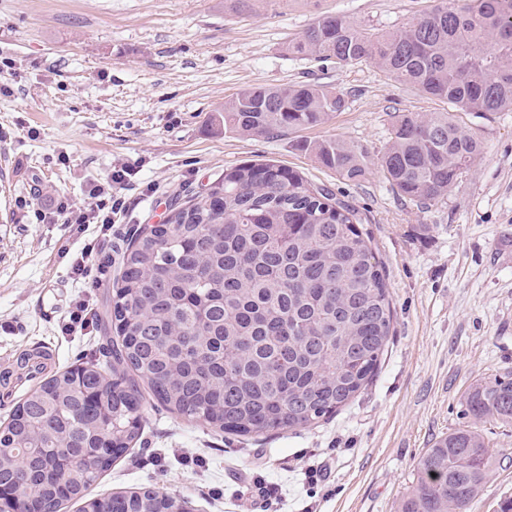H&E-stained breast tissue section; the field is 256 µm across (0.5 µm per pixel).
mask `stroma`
<instances>
[{"label": "stroma", "instance_id": "1", "mask_svg": "<svg viewBox=\"0 0 512 512\" xmlns=\"http://www.w3.org/2000/svg\"><path fill=\"white\" fill-rule=\"evenodd\" d=\"M440 0H258L248 15L224 0H0V55L13 63L0 95V356L56 351L60 366L93 347L88 326L69 334L76 298L102 311L119 266L74 280L65 250L83 241L66 224H40L20 200L77 205L114 165L135 173L129 207L106 251L118 255L144 227L225 168L272 159L348 202L382 261L393 335L371 384L336 415L306 428L251 438L144 404L143 434L101 478L109 494L149 487L193 512H265L254 483L282 488L276 512H399L416 464L460 427L461 401L478 379L512 370V112L481 115L395 82L370 62L339 67L285 45L321 14L380 32ZM318 82L347 100L324 125L274 139L218 130L214 117L241 89ZM455 112L484 150L447 197L429 207L398 195L380 158L391 115ZM361 146L368 173L342 180L295 147L297 138ZM66 163H59V156ZM58 304L40 315L43 296ZM319 466L315 491L301 472Z\"/></svg>", "mask_w": 512, "mask_h": 512}]
</instances>
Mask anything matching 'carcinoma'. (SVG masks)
<instances>
[{
	"mask_svg": "<svg viewBox=\"0 0 512 512\" xmlns=\"http://www.w3.org/2000/svg\"><path fill=\"white\" fill-rule=\"evenodd\" d=\"M288 52L321 63L371 61L461 110L512 111V0H462L389 32L318 16ZM346 107L324 84L252 86L224 103V132L266 139L325 124ZM297 148L345 181L367 153L339 139ZM483 142L448 112L398 113L381 167L402 197L448 196ZM355 210L273 160L246 162L138 234L102 315L104 336L75 366L39 380L0 422V491L11 512H180L151 489L93 495L141 438L145 395L168 412L243 436L310 428L371 382L393 308ZM467 425L416 464L399 512H469L507 458L478 430L512 422V370L476 381Z\"/></svg>",
	"mask_w": 512,
	"mask_h": 512,
	"instance_id": "cac0c4a2",
	"label": "carcinoma"
}]
</instances>
